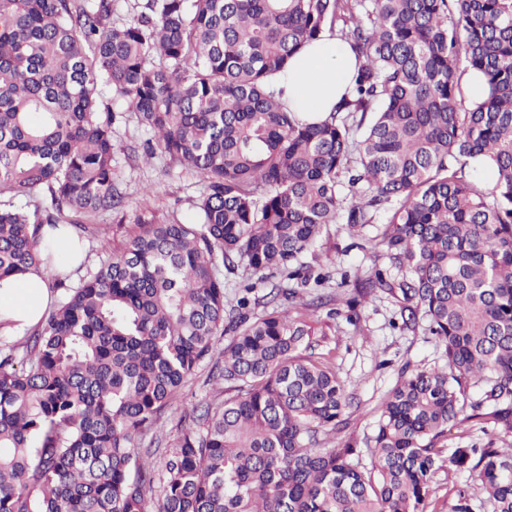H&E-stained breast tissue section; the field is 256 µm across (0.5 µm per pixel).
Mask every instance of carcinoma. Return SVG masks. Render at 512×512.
Masks as SVG:
<instances>
[{"instance_id":"obj_1","label":"carcinoma","mask_w":512,"mask_h":512,"mask_svg":"<svg viewBox=\"0 0 512 512\" xmlns=\"http://www.w3.org/2000/svg\"><path fill=\"white\" fill-rule=\"evenodd\" d=\"M134 6L116 23L114 0H0V280L49 269L45 228L83 239L88 217L123 207L103 85L153 133L146 159L205 183L194 222L102 243L78 284L55 275L60 298L22 345L0 340V512H426L441 471L512 512L511 447L444 448L467 422L512 435V0ZM327 29L358 67L307 122L270 79ZM476 158L493 187L466 171ZM332 224L361 238L383 225L368 249L396 270L338 287L388 293L402 328L444 345L443 366L405 365L385 396L368 470L318 438L346 427L353 397L292 313L325 280ZM240 268L281 280L230 305L224 273ZM207 363L224 399L160 459L142 455ZM448 512H473L466 490Z\"/></svg>"}]
</instances>
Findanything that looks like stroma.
<instances>
[{
    "instance_id": "35a3bbf8",
    "label": "stroma",
    "mask_w": 512,
    "mask_h": 512,
    "mask_svg": "<svg viewBox=\"0 0 512 512\" xmlns=\"http://www.w3.org/2000/svg\"><path fill=\"white\" fill-rule=\"evenodd\" d=\"M123 113L112 129V148L125 204L120 211L94 216L101 233L87 241L88 260L92 263L98 259L101 240L112 238L117 226L128 227L139 221L159 224L192 219L204 188L200 176L165 155L144 161L143 147L151 141L152 133L133 113ZM322 249L329 257L326 267L329 279L318 291L334 297L337 313L328 315L322 307L301 310L300 316L320 333V353L327 357L347 390L360 401L358 411L334 441L362 449L359 462L366 467L371 457L365 448L374 433L379 406L398 381L402 368L440 366L442 349L423 329L395 327L399 308L388 294L378 292L356 303L352 300L353 290L340 287L342 274L363 273L373 265L371 253L359 247L357 238L350 236L344 225L331 226L322 241ZM211 373V365L199 368L166 409L160 447H170L185 417L195 407L212 401L221 389V381L213 379ZM465 484L470 487L474 512H492L483 492L478 486L470 485L467 474L462 472L437 474L427 512H448L454 487Z\"/></svg>"
}]
</instances>
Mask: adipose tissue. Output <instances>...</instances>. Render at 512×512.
<instances>
[{
    "instance_id": "adipose-tissue-1",
    "label": "adipose tissue",
    "mask_w": 512,
    "mask_h": 512,
    "mask_svg": "<svg viewBox=\"0 0 512 512\" xmlns=\"http://www.w3.org/2000/svg\"><path fill=\"white\" fill-rule=\"evenodd\" d=\"M355 67L349 47L326 33L298 53L274 81L290 111L317 120L341 100ZM51 301L46 281L37 274L0 281V333L20 336L30 331Z\"/></svg>"
}]
</instances>
